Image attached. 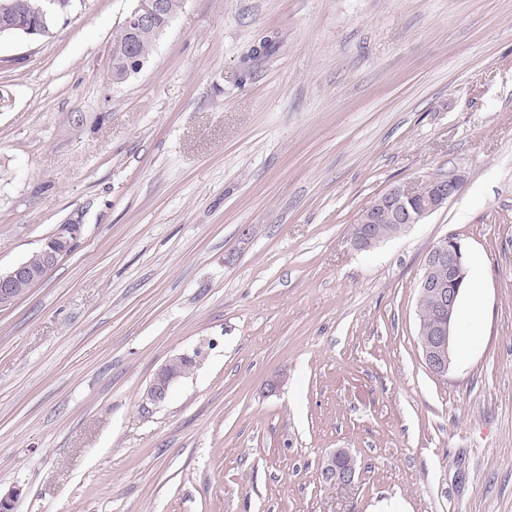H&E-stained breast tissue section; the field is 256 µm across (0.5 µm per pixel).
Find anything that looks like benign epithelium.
I'll use <instances>...</instances> for the list:
<instances>
[{
  "instance_id": "1",
  "label": "benign epithelium",
  "mask_w": 512,
  "mask_h": 512,
  "mask_svg": "<svg viewBox=\"0 0 512 512\" xmlns=\"http://www.w3.org/2000/svg\"><path fill=\"white\" fill-rule=\"evenodd\" d=\"M132 2L133 7L119 28V38L131 40L140 30L155 25L159 18L163 19V24L158 29L161 33L173 20V17L166 15L164 0ZM34 33L35 28L23 25L17 19L14 0H0V37L17 35L27 38ZM424 185L426 192L421 195L419 205L415 207L410 206V200L416 196L415 187L410 185L395 187L366 207L357 219L358 233L353 247L367 250L385 241V236L377 224V209L390 210L395 222L407 229L446 206L458 192L460 177L452 175L429 179ZM75 240V231L61 230L42 248L41 267L23 260L9 271L0 272V304H15L16 286L25 281L32 285L41 281L61 257L72 251ZM467 267V255L462 243L454 237L445 236L428 252L419 279V294L433 300L434 311L439 317L435 331L421 345L423 362L428 371L437 377L447 375L452 367V323L462 292L467 286ZM183 374L184 371H174L171 363H166L157 371L145 390L144 402L154 405L163 403L171 385ZM355 475L356 459L345 448L335 450L320 466L321 481L329 487H348L354 482Z\"/></svg>"
}]
</instances>
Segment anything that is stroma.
<instances>
[{
	"label": "stroma",
	"mask_w": 512,
	"mask_h": 512,
	"mask_svg": "<svg viewBox=\"0 0 512 512\" xmlns=\"http://www.w3.org/2000/svg\"><path fill=\"white\" fill-rule=\"evenodd\" d=\"M131 6L0 40V272L78 227L0 310L14 512H512V0H187L116 85ZM451 174L352 247L375 199ZM447 235L470 278L436 377L417 289ZM339 448L355 481L324 486ZM460 177L457 175L446 178H434L424 182L426 192L421 195L419 205L412 207L410 200L416 196V186L402 185L391 189L366 207L357 219L352 229V238L356 236L352 246L358 250H367L385 241L387 236L393 237L401 233L413 224H419L432 213L440 210L448 204L460 187ZM377 208H384L391 211L396 224L393 223L388 213H381L380 222L383 223L382 230L377 224ZM357 234V235H356ZM184 370L174 371L172 370L171 361L167 362L157 371L145 390L144 402L154 405L163 403L168 396L171 385L184 374Z\"/></svg>",
	"instance_id": "obj_1"
}]
</instances>
